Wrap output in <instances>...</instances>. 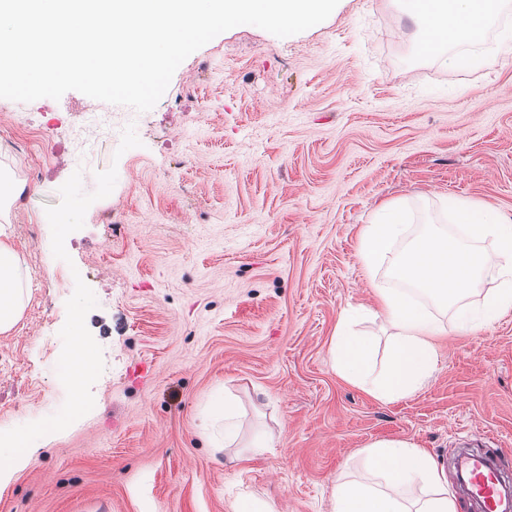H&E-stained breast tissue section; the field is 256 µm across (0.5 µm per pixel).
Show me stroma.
Instances as JSON below:
<instances>
[{
    "label": "stroma",
    "mask_w": 512,
    "mask_h": 512,
    "mask_svg": "<svg viewBox=\"0 0 512 512\" xmlns=\"http://www.w3.org/2000/svg\"><path fill=\"white\" fill-rule=\"evenodd\" d=\"M509 32L494 20L451 67L420 52L395 0H339L286 38L221 33L150 125L66 92L107 115L90 146L0 107V169L27 193L8 242L32 277L0 334V435L45 428L0 469V512H332L337 476L382 440L414 442L450 480L458 448L512 461V313L438 337L432 378L393 403L330 361L341 312L391 275L389 259L360 270L376 212L454 196L512 214ZM80 313L95 364L75 386L58 363ZM219 393L244 413L226 453L201 430ZM262 430L272 447L249 449Z\"/></svg>",
    "instance_id": "obj_1"
}]
</instances>
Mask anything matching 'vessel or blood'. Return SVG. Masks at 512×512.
<instances>
[{
  "instance_id": "vessel-or-blood-1",
  "label": "vessel or blood",
  "mask_w": 512,
  "mask_h": 512,
  "mask_svg": "<svg viewBox=\"0 0 512 512\" xmlns=\"http://www.w3.org/2000/svg\"><path fill=\"white\" fill-rule=\"evenodd\" d=\"M463 464L466 472L462 487L479 503L482 512H507L502 492L507 468L502 459L487 450L467 456Z\"/></svg>"
}]
</instances>
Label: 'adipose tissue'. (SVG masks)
Masks as SVG:
<instances>
[{
	"label": "adipose tissue",
	"instance_id": "obj_1",
	"mask_svg": "<svg viewBox=\"0 0 512 512\" xmlns=\"http://www.w3.org/2000/svg\"><path fill=\"white\" fill-rule=\"evenodd\" d=\"M424 53L447 56L482 40L499 0H400ZM411 208L401 202L377 213L360 232L365 275L396 254V286L375 285V307L342 311L332 339L337 374L383 402L416 393L437 367L433 341L448 328L472 333L512 312V215L489 202L439 198L437 223L411 230ZM457 225L451 233L449 225ZM30 290L18 255L0 241V334L21 320ZM451 324H444V317ZM367 317L383 319L392 340L383 368H375L372 339L359 331ZM368 481L337 477L333 512H457L436 461L408 440L369 445Z\"/></svg>",
	"mask_w": 512,
	"mask_h": 512
}]
</instances>
